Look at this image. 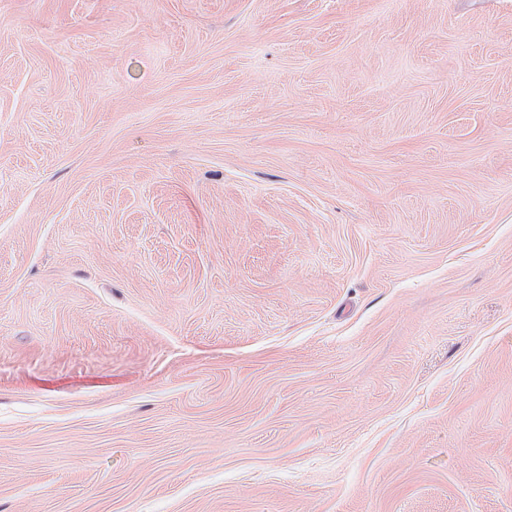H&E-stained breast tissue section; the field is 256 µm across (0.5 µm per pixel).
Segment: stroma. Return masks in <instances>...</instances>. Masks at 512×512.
<instances>
[{
    "label": "stroma",
    "mask_w": 512,
    "mask_h": 512,
    "mask_svg": "<svg viewBox=\"0 0 512 512\" xmlns=\"http://www.w3.org/2000/svg\"><path fill=\"white\" fill-rule=\"evenodd\" d=\"M0 512H512V0H0Z\"/></svg>",
    "instance_id": "1"
}]
</instances>
